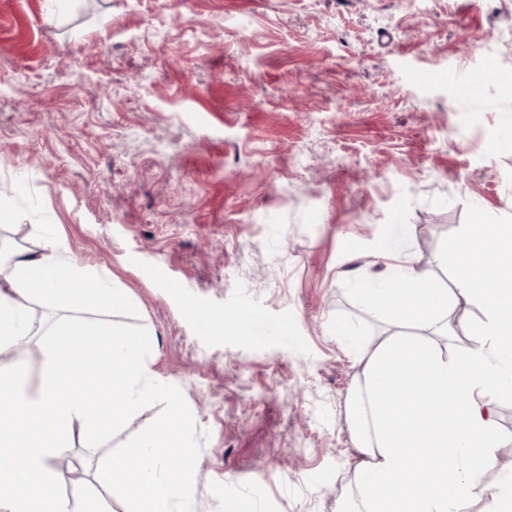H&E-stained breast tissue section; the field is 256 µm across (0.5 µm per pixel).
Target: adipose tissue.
<instances>
[{"instance_id":"adipose-tissue-1","label":"adipose tissue","mask_w":512,"mask_h":512,"mask_svg":"<svg viewBox=\"0 0 512 512\" xmlns=\"http://www.w3.org/2000/svg\"><path fill=\"white\" fill-rule=\"evenodd\" d=\"M443 261L452 270L450 289L417 279L406 255L355 283L373 316L396 328L372 344L352 325L336 328L361 367L347 409L359 457L336 512H461L464 500L485 497L489 512H512V470L494 486L484 482L500 443L491 406L512 397V224L468 226L445 245ZM11 267L0 289V345L29 335L25 298L50 307L93 301L116 313L130 305L126 289L86 273L51 240L41 253H12ZM455 292L482 316L470 328L469 346L452 354ZM421 404L435 416L424 430L425 447L415 450L405 423ZM425 474L429 490L406 499L404 489Z\"/></svg>"}]
</instances>
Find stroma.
<instances>
[{"instance_id":"stroma-1","label":"stroma","mask_w":512,"mask_h":512,"mask_svg":"<svg viewBox=\"0 0 512 512\" xmlns=\"http://www.w3.org/2000/svg\"><path fill=\"white\" fill-rule=\"evenodd\" d=\"M487 63L483 95L459 98ZM511 81L512 0H0L12 231L29 252L53 233L131 299L41 311L38 330L155 334L150 368L195 416V512H335L360 374L336 326L390 329L353 288L394 225L448 288V240L512 224Z\"/></svg>"}]
</instances>
